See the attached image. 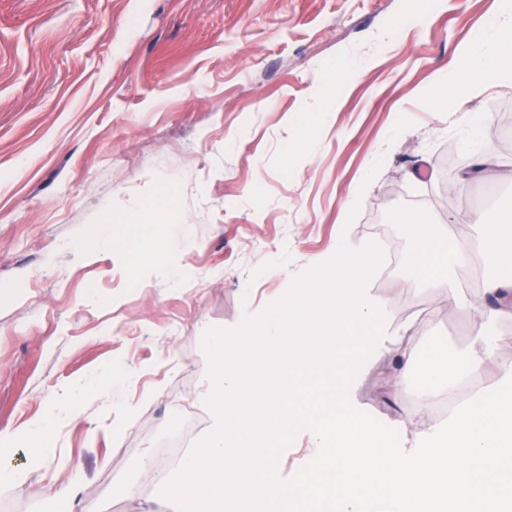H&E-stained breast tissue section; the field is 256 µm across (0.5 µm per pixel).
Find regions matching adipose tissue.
Instances as JSON below:
<instances>
[{
  "label": "adipose tissue",
  "instance_id": "ef3b65f1",
  "mask_svg": "<svg viewBox=\"0 0 512 512\" xmlns=\"http://www.w3.org/2000/svg\"><path fill=\"white\" fill-rule=\"evenodd\" d=\"M461 55L463 66L439 78L440 89L464 86L475 92L512 77V0H502L484 37L463 47ZM412 230L416 274L428 288L448 292L451 261L476 254L485 261L477 292L454 298L457 307L473 314L472 351L451 375L441 360L425 364L428 393L419 399L418 414L427 416L430 392L492 368L508 388L472 399L445 422L428 423L412 448L402 425H393L387 443L380 429L364 426L350 401L356 350L372 360L398 359L401 373L412 372L411 344L418 329L397 321L369 293L382 255L340 243L317 261V274L289 292L269 319L268 332H259L249 318L232 338L238 351L247 352L270 341L273 328L286 340L302 329L308 333L304 351L271 379L257 413L229 420L230 408L249 392L238 362L211 358L206 368L211 424L201 445L188 449L170 470L156 469L152 456L143 458L144 472L165 496L192 498L203 512H290L295 504L310 510L318 496L315 476L326 471L339 477L337 512H404L409 501L447 488L453 491L452 512H507L512 506V363L504 356L512 352V333L487 335L484 313L485 300L492 297L495 315L512 321V224L484 225L475 241L440 239L422 215L414 218ZM301 426L310 433L311 448L288 482L280 476L275 450L285 433ZM443 441L445 453L424 465L416 462L417 449ZM376 474L383 478L384 494L365 501L359 490Z\"/></svg>",
  "mask_w": 512,
  "mask_h": 512
}]
</instances>
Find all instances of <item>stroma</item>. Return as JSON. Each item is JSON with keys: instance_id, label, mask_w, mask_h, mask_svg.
<instances>
[{"instance_id": "stroma-1", "label": "stroma", "mask_w": 512, "mask_h": 512, "mask_svg": "<svg viewBox=\"0 0 512 512\" xmlns=\"http://www.w3.org/2000/svg\"><path fill=\"white\" fill-rule=\"evenodd\" d=\"M409 0H0V433L97 377L51 434L41 468L0 487L9 512H194L137 473L187 408L209 418L214 339L272 314L338 238L389 227L401 260L371 293L416 321V364L453 360L471 324L420 288L407 197L444 236L512 216V83L440 94L497 0H441L391 30ZM336 81H322L326 72ZM470 113L473 136L461 122ZM492 167L442 179L446 152ZM108 246H100L102 236ZM138 277H130L133 267ZM357 362L352 402L386 428L424 384ZM135 482L133 496L121 487Z\"/></svg>"}]
</instances>
